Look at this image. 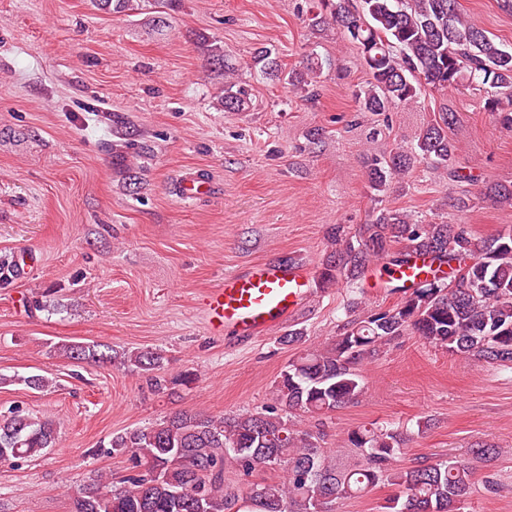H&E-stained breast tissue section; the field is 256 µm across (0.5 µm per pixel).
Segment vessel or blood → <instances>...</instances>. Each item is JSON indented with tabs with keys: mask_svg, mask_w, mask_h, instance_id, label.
I'll list each match as a JSON object with an SVG mask.
<instances>
[{
	"mask_svg": "<svg viewBox=\"0 0 512 512\" xmlns=\"http://www.w3.org/2000/svg\"><path fill=\"white\" fill-rule=\"evenodd\" d=\"M433 272V266L419 260L403 266L377 263L367 270L366 280L372 288L389 283L410 287ZM311 279L309 268L297 262L250 263L207 292L203 300L206 326L214 335L259 337L294 316L310 294Z\"/></svg>",
	"mask_w": 512,
	"mask_h": 512,
	"instance_id": "vessel-or-blood-1",
	"label": "vessel or blood"
}]
</instances>
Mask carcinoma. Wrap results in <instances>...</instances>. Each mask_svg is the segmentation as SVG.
<instances>
[{
  "label": "carcinoma",
  "instance_id": "cac0c4a2",
  "mask_svg": "<svg viewBox=\"0 0 512 512\" xmlns=\"http://www.w3.org/2000/svg\"><path fill=\"white\" fill-rule=\"evenodd\" d=\"M103 11L131 16L140 3L155 9L153 22L166 26L181 0H90ZM312 24L342 26L358 46L368 69L365 89L356 93L359 111L381 114L418 102L426 89L445 90L463 83L486 93L484 109L512 129V49L505 48L464 18L458 0H318ZM208 68L234 70L224 45L201 37ZM247 66L270 81L308 83L285 72L271 49L259 47ZM220 102L226 112H248L251 94L240 83L224 81ZM456 115L441 112L419 134L416 144L372 158L368 187L382 192L418 159H428L459 182L474 175L456 165V146L448 125ZM485 195L512 205V182L497 183ZM335 245L319 272V285L337 282L357 289L375 261L398 265L413 259L448 267L457 276L449 288L434 276L420 282L395 310L374 312L347 322L336 340L294 358L275 382V404L225 417L190 413L172 416L150 428L115 434L106 452L128 456L133 473L107 480L96 474L93 487L74 495L73 512H332L338 499L355 498L383 483L394 489L385 512H460L476 479L472 460H422L400 466L407 437L394 429H364L348 434L353 463L338 467L319 437L297 428L301 417L335 412L364 392L358 365L407 332L460 357L512 364V231L478 241L465 224L412 222L399 212L378 210L375 218L350 234L330 228ZM60 356L74 362L108 357L147 377L163 391L160 351L108 355L95 343H64ZM283 407L286 415L277 413ZM50 418L20 410L0 417V464L19 465L56 446ZM243 474L269 469L284 481H263L244 494L224 483V467Z\"/></svg>",
  "mask_w": 512,
  "mask_h": 512
}]
</instances>
